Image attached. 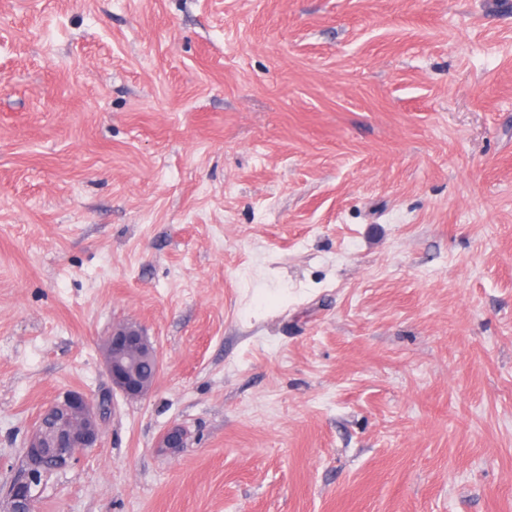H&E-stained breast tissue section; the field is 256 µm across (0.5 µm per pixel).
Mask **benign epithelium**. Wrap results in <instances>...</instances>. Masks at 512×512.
<instances>
[{
    "instance_id": "obj_1",
    "label": "benign epithelium",
    "mask_w": 512,
    "mask_h": 512,
    "mask_svg": "<svg viewBox=\"0 0 512 512\" xmlns=\"http://www.w3.org/2000/svg\"><path fill=\"white\" fill-rule=\"evenodd\" d=\"M143 358L153 360L155 371H160L158 352L143 328L129 323L114 326L105 343V363L113 390L128 399H139L149 392L154 379L140 375L138 366ZM109 409L107 397L93 405L79 391L66 393L40 413L28 437L25 455L51 454L66 465L72 464L81 452L97 447ZM185 441V430L176 425L163 432L159 444L162 448L179 449ZM30 479V472L23 469L9 483L5 496L10 512H29L30 503L24 492Z\"/></svg>"
}]
</instances>
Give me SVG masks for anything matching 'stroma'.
Masks as SVG:
<instances>
[{
  "label": "stroma",
  "mask_w": 512,
  "mask_h": 512,
  "mask_svg": "<svg viewBox=\"0 0 512 512\" xmlns=\"http://www.w3.org/2000/svg\"><path fill=\"white\" fill-rule=\"evenodd\" d=\"M131 322L35 512H512V0H0V490ZM143 358L154 361L155 375L144 378L138 366ZM105 363L112 382V393L118 391L127 399H139L151 389L159 371L158 352L143 328L122 323L112 328L105 343ZM109 403V397H103L95 407L79 391L66 393L40 413L24 456L51 454L71 465L81 452L97 447Z\"/></svg>",
  "instance_id": "1"
}]
</instances>
